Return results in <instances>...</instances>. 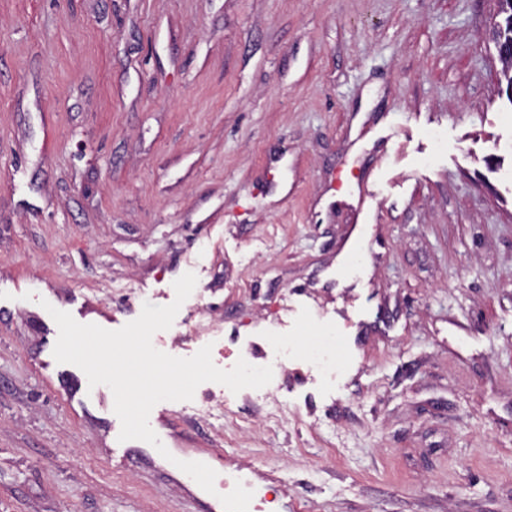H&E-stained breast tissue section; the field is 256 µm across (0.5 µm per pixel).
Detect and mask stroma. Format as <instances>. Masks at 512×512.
Here are the masks:
<instances>
[{"instance_id": "1", "label": "stroma", "mask_w": 512, "mask_h": 512, "mask_svg": "<svg viewBox=\"0 0 512 512\" xmlns=\"http://www.w3.org/2000/svg\"><path fill=\"white\" fill-rule=\"evenodd\" d=\"M496 0H0V512H207L34 361L43 303L273 369L167 401L272 512H512ZM364 252L341 265L360 192Z\"/></svg>"}]
</instances>
